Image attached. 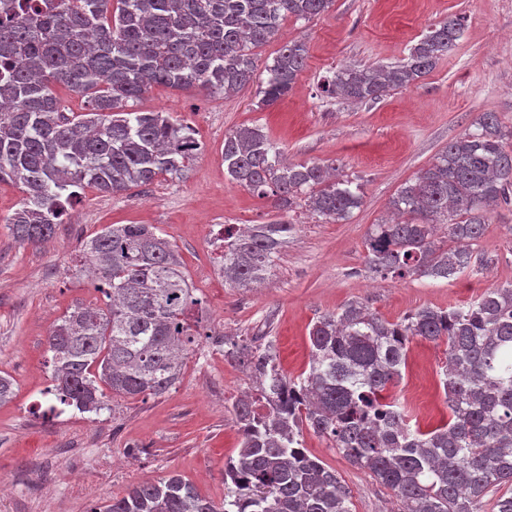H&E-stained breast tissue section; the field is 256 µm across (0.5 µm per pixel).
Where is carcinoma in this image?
Returning <instances> with one entry per match:
<instances>
[{"label":"carcinoma","mask_w":512,"mask_h":512,"mask_svg":"<svg viewBox=\"0 0 512 512\" xmlns=\"http://www.w3.org/2000/svg\"><path fill=\"white\" fill-rule=\"evenodd\" d=\"M334 0H0V182L18 186L21 207L0 220L36 245L52 236L78 191L117 195L132 186L184 179L202 146L167 112L127 109L152 85H198L226 97L260 81L259 104L288 94L308 47L283 44L257 78L258 50L282 22L309 21ZM450 14L394 66H344L323 93L376 100L429 74L460 39ZM86 97L90 112L67 117L57 89ZM224 173L233 184L290 212L327 223L362 205L357 179L334 160L290 163L260 126L224 135ZM512 204V127L484 112L476 129L450 141L389 201L392 218L365 238L376 273L457 279L490 214ZM444 227L454 243L446 247ZM296 225H224L220 271L237 288L264 281ZM94 290L103 304L77 306L47 337L53 395L81 413L107 408L104 389L158 397L181 379L200 332L188 322L202 305L168 238L149 224H110L87 241ZM446 344L442 389L449 420L412 427L390 394L410 340ZM306 376L290 379L272 345L224 339L252 373L254 393L233 405L241 436L224 468V501L169 475L133 487L94 512H352L336 470L304 448L311 431L386 486L400 512H512V284L448 311L424 307L389 322L359 302L316 318Z\"/></svg>","instance_id":"obj_1"}]
</instances>
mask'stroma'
Listing matches in <instances>:
<instances>
[{
  "mask_svg": "<svg viewBox=\"0 0 512 512\" xmlns=\"http://www.w3.org/2000/svg\"><path fill=\"white\" fill-rule=\"evenodd\" d=\"M465 18L455 48L417 84L380 100L353 104L323 95L320 85L345 65L391 66L432 25ZM305 39L308 59L288 96L259 107L254 87L227 97L196 87L155 86L133 103L169 112L189 124L202 151L186 179H160L109 195L85 188L52 238L19 245L0 222V375L12 397L0 404V481L8 491L0 512H90L132 486L180 474L214 501L224 498V464L240 436L233 405L250 373L225 358L220 339L273 342L289 378L309 369L313 320L357 301L391 322L424 307L476 301L512 282V206L494 211L475 245L472 271L453 281L372 272L364 240L389 199L448 142L473 128L484 112L512 126V0H335L325 15L285 19L261 49L272 60L281 44ZM260 125L300 163L333 160L357 177L363 204L342 224L322 223L302 208L289 212L297 232L257 288H234L219 271L214 246L224 225L279 218L272 199L258 198L224 176V136ZM106 224H152L175 246L190 283L205 302L208 338L167 393L148 399L111 397L100 413L58 409L51 394L46 338L63 315L95 290L83 244ZM445 344L409 345L395 393L411 421L427 430L447 421L440 387ZM307 451L336 470L352 512H397L391 492L352 467L329 442L304 435Z\"/></svg>",
  "mask_w": 512,
  "mask_h": 512,
  "instance_id": "1",
  "label": "stroma"
}]
</instances>
